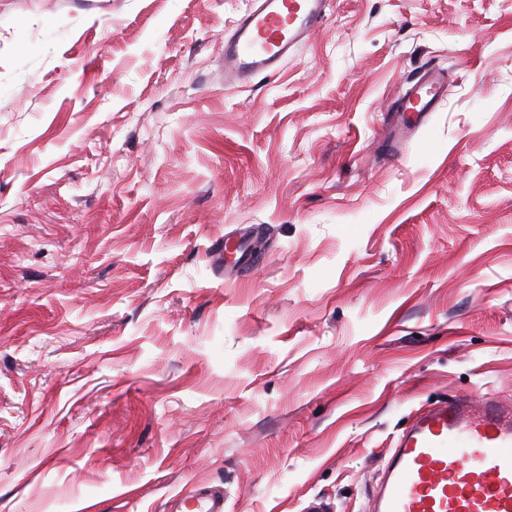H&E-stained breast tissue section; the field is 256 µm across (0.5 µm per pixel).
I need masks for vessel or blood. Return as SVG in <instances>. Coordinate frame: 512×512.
<instances>
[{
    "instance_id": "1",
    "label": "vessel or blood",
    "mask_w": 512,
    "mask_h": 512,
    "mask_svg": "<svg viewBox=\"0 0 512 512\" xmlns=\"http://www.w3.org/2000/svg\"><path fill=\"white\" fill-rule=\"evenodd\" d=\"M329 0H249L224 36V82L277 73L322 23ZM427 70L396 100L394 128L408 134L446 95ZM194 512H224V493L200 487ZM367 512H512V407L494 397L451 398L417 411L396 439Z\"/></svg>"
}]
</instances>
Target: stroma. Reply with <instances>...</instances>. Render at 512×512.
<instances>
[{
  "mask_svg": "<svg viewBox=\"0 0 512 512\" xmlns=\"http://www.w3.org/2000/svg\"><path fill=\"white\" fill-rule=\"evenodd\" d=\"M247 6L0 0V512H366L415 411L512 406V0H331L228 86ZM446 89L444 75L433 68L427 70L394 103L392 112H396L397 119L393 128L405 137L424 122L429 112L435 111L438 102L444 99ZM189 498L183 500V506L171 508L170 512H185L188 504H192L194 512H224V492L220 489L202 486L194 490Z\"/></svg>",
  "mask_w": 512,
  "mask_h": 512,
  "instance_id": "35a3bbf8",
  "label": "stroma"
}]
</instances>
